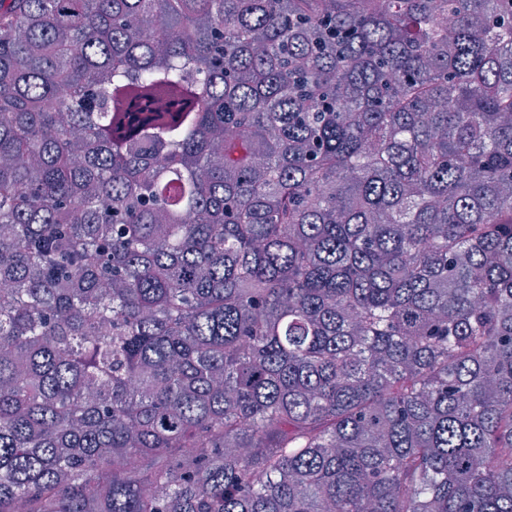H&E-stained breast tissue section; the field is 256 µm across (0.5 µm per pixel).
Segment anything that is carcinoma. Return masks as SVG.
I'll return each mask as SVG.
<instances>
[{
  "label": "carcinoma",
  "instance_id": "carcinoma-1",
  "mask_svg": "<svg viewBox=\"0 0 512 512\" xmlns=\"http://www.w3.org/2000/svg\"><path fill=\"white\" fill-rule=\"evenodd\" d=\"M0 512H512V0H0Z\"/></svg>",
  "mask_w": 512,
  "mask_h": 512
}]
</instances>
